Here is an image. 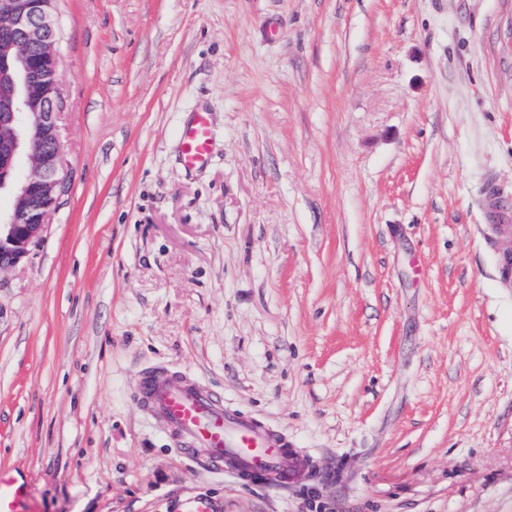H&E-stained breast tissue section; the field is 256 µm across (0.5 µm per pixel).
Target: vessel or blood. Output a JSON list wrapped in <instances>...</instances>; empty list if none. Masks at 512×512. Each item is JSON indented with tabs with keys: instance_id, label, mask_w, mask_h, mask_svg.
Masks as SVG:
<instances>
[{
	"instance_id": "b4317fda",
	"label": "vessel or blood",
	"mask_w": 512,
	"mask_h": 512,
	"mask_svg": "<svg viewBox=\"0 0 512 512\" xmlns=\"http://www.w3.org/2000/svg\"><path fill=\"white\" fill-rule=\"evenodd\" d=\"M212 132L205 113H197L181 135V163L195 170L205 166L212 150ZM138 401L159 419L185 453L213 467L231 466L242 473H260L273 483L299 479L306 465L285 436L240 418L196 381L171 373L147 376ZM29 487L10 470L0 469V512H29Z\"/></svg>"
}]
</instances>
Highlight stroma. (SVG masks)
I'll return each instance as SVG.
<instances>
[{"mask_svg":"<svg viewBox=\"0 0 512 512\" xmlns=\"http://www.w3.org/2000/svg\"><path fill=\"white\" fill-rule=\"evenodd\" d=\"M67 183L0 272V468L32 512H512V0H58ZM208 116L210 159L183 128ZM186 375L287 436L180 454ZM212 132L205 113L198 112L181 135V163L188 170L202 168L209 161ZM137 400L164 424L181 450L210 466L261 473L276 484L297 480L305 471L285 436L240 418L192 379L177 373L148 375Z\"/></svg>","mask_w":512,"mask_h":512,"instance_id":"stroma-1","label":"stroma"}]
</instances>
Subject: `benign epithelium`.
I'll list each match as a JSON object with an SVG mask.
<instances>
[{"label":"benign epithelium","mask_w":512,"mask_h":512,"mask_svg":"<svg viewBox=\"0 0 512 512\" xmlns=\"http://www.w3.org/2000/svg\"><path fill=\"white\" fill-rule=\"evenodd\" d=\"M55 0H0V271L16 266L40 237L65 186L58 114Z\"/></svg>","instance_id":"obj_1"}]
</instances>
